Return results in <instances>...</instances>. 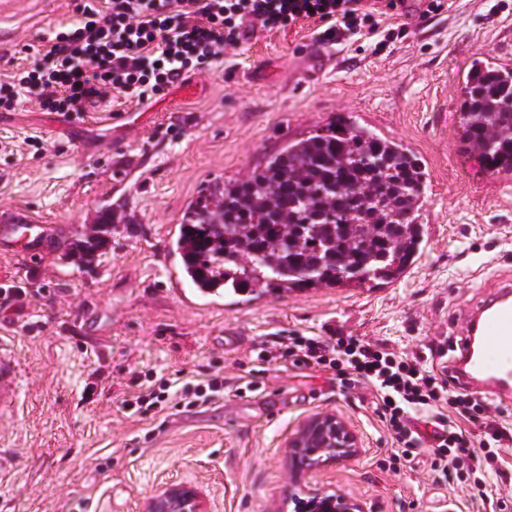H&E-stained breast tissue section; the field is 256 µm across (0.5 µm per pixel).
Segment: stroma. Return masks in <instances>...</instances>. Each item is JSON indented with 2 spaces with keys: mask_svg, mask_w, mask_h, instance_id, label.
<instances>
[{
  "mask_svg": "<svg viewBox=\"0 0 512 512\" xmlns=\"http://www.w3.org/2000/svg\"><path fill=\"white\" fill-rule=\"evenodd\" d=\"M78 2L17 0L15 33L0 43V82L32 62L29 46L75 20ZM448 2L441 13L393 18L405 31L381 44L338 45L329 66L313 22L248 31L225 59L146 103L106 98L74 135L37 103L0 109V213L23 210L61 229L37 262L0 254V288L30 295L23 306H0V348L17 364V399L0 412V512H143L171 482L197 487L212 512H275L312 488L346 494L366 512H486L478 484L502 491L512 440L488 442L492 467L481 475L442 473L429 452L396 469L368 390L257 359L273 337L332 327L441 374L465 312L512 273V184L497 186L456 135L459 73L483 59L512 62V0ZM337 113L402 141L429 173L425 241L408 273L381 287L195 306L170 296L162 270L176 263L178 219L199 190L246 178ZM106 209L114 221L105 254L88 267L66 263L65 248ZM217 362L228 386L214 405L168 409L159 421L120 409L132 376L192 377ZM242 379L256 390L237 392ZM326 411L350 423L362 448L291 481L286 441Z\"/></svg>",
  "mask_w": 512,
  "mask_h": 512,
  "instance_id": "stroma-1",
  "label": "stroma"
}]
</instances>
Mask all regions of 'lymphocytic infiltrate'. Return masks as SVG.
I'll list each match as a JSON object with an SVG mask.
<instances>
[{
    "mask_svg": "<svg viewBox=\"0 0 512 512\" xmlns=\"http://www.w3.org/2000/svg\"><path fill=\"white\" fill-rule=\"evenodd\" d=\"M402 0H80L71 27L46 37L30 67L0 83V109L21 99L84 118L112 93L146 102L185 73L203 71L239 45L248 29H281L316 22L319 43L336 45L381 34V18L398 15ZM261 362L333 371L341 387L368 388L374 412L389 433L392 461L409 463L432 446L440 467L477 468L479 454L468 431L448 423L445 409L478 419L485 407L455 394L447 379L362 337L328 329L322 336H279L262 348ZM121 402L133 414L167 407L192 410L224 395L221 372L196 379H131ZM431 430L422 433L420 418Z\"/></svg>",
    "mask_w": 512,
    "mask_h": 512,
    "instance_id": "f902f5d3",
    "label": "lymphocytic infiltrate"
}]
</instances>
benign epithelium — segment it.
<instances>
[{
  "label": "benign epithelium",
  "instance_id": "benign-epithelium-1",
  "mask_svg": "<svg viewBox=\"0 0 512 512\" xmlns=\"http://www.w3.org/2000/svg\"><path fill=\"white\" fill-rule=\"evenodd\" d=\"M288 463L293 480L313 469L354 459L361 440L341 416L322 412L309 416L288 438ZM331 512H365L362 505L348 495L330 497ZM144 512H211L209 501L196 487L171 483L150 495Z\"/></svg>",
  "mask_w": 512,
  "mask_h": 512
}]
</instances>
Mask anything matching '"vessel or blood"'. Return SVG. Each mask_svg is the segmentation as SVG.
<instances>
[{"mask_svg": "<svg viewBox=\"0 0 512 512\" xmlns=\"http://www.w3.org/2000/svg\"><path fill=\"white\" fill-rule=\"evenodd\" d=\"M54 227L20 211L0 216V253L37 260ZM466 326L448 366V383L465 385L500 401L512 399V279L495 282L470 308ZM13 360L0 355V405L13 401Z\"/></svg>", "mask_w": 512, "mask_h": 512, "instance_id": "b4317fda", "label": "vessel or blood"}]
</instances>
